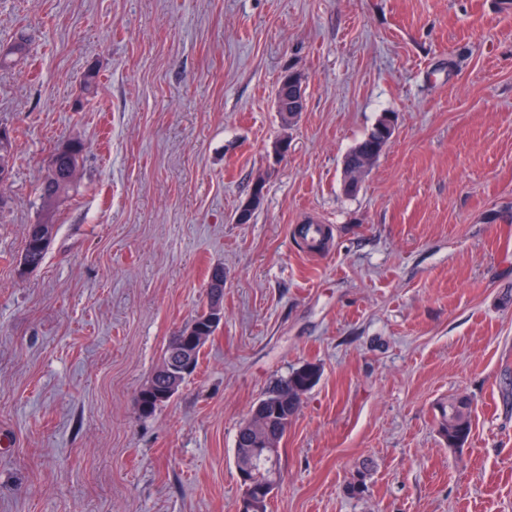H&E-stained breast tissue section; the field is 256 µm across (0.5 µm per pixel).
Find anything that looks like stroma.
<instances>
[{
	"instance_id": "obj_1",
	"label": "stroma",
	"mask_w": 512,
	"mask_h": 512,
	"mask_svg": "<svg viewBox=\"0 0 512 512\" xmlns=\"http://www.w3.org/2000/svg\"><path fill=\"white\" fill-rule=\"evenodd\" d=\"M22 30L27 60L0 67V512H238L237 430L306 363L322 376L269 512H512V0H0V48ZM288 65L306 107L287 125ZM385 112L393 139L346 194ZM72 140V189L45 208ZM308 222L329 230L314 254ZM216 267L224 318L142 415ZM457 395L460 452L436 418ZM386 114L392 113H383L376 123L373 125L369 133L362 138L359 142L355 144V146L348 152L347 156V169L345 171V179H352L357 172L360 166V154L372 147H376L378 151V156L383 151V147L381 146L382 139L388 143L392 136L390 133L395 130V121L393 118L390 119V123L387 124L386 128H382L381 126L384 124V119ZM393 115V114H392ZM394 116V115H393ZM381 131L382 135L381 136ZM50 224H53L51 218H46L41 224L42 226L39 229V232L36 230V224L28 225L25 234V242L24 249L22 252V259H26L29 262H32L34 266L32 268L36 269L40 267L46 257L49 246L53 240L54 235L56 234V227L54 232L52 233L49 241L47 243L43 242V238L47 239L49 237L48 233L51 230ZM44 237H41L40 235ZM24 262L23 265L26 268H30V264L28 262ZM472 401L468 396L454 397L439 405L438 428L448 448L462 451L472 430Z\"/></svg>"
}]
</instances>
